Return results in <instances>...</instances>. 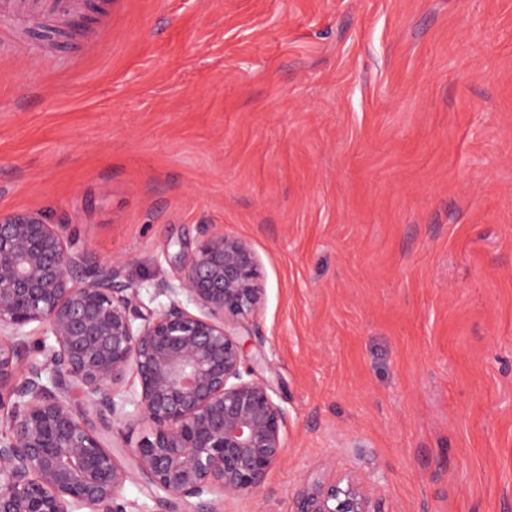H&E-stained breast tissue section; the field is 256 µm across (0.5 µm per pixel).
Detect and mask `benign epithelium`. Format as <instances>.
Segmentation results:
<instances>
[{
  "mask_svg": "<svg viewBox=\"0 0 512 512\" xmlns=\"http://www.w3.org/2000/svg\"><path fill=\"white\" fill-rule=\"evenodd\" d=\"M66 229L36 211L0 213V512H127L134 474L168 512L261 490L284 453L285 416L244 367L241 337L264 295L250 242L222 232L176 252L178 276L154 287L168 304L151 309L117 284L118 261L77 281L91 251L74 250ZM31 325L53 337L40 359ZM130 371L139 390L117 401ZM76 393L91 401L74 406ZM129 402L152 433L126 469L92 417L124 418ZM292 512L382 510L348 478L305 483Z\"/></svg>",
  "mask_w": 512,
  "mask_h": 512,
  "instance_id": "benign-epithelium-1",
  "label": "benign epithelium"
}]
</instances>
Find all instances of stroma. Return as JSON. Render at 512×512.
I'll list each match as a JSON object with an SVG mask.
<instances>
[{"label": "stroma", "mask_w": 512, "mask_h": 512, "mask_svg": "<svg viewBox=\"0 0 512 512\" xmlns=\"http://www.w3.org/2000/svg\"><path fill=\"white\" fill-rule=\"evenodd\" d=\"M0 55V211L66 223L118 281L251 242L248 365L283 409L263 488L512 512V0H88Z\"/></svg>", "instance_id": "35a3bbf8"}]
</instances>
